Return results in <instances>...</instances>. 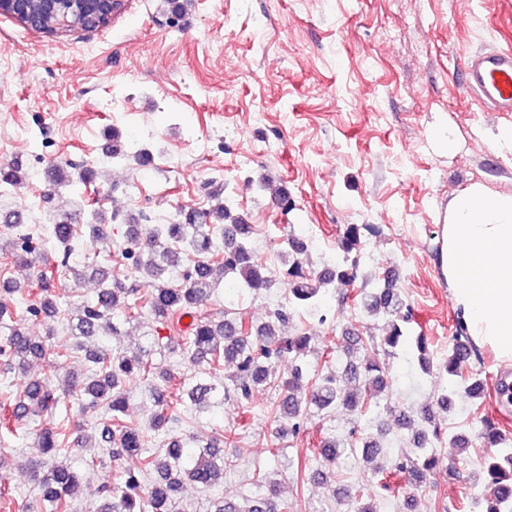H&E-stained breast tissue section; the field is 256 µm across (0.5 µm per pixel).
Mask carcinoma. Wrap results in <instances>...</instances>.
<instances>
[{
	"label": "carcinoma",
	"instance_id": "obj_1",
	"mask_svg": "<svg viewBox=\"0 0 512 512\" xmlns=\"http://www.w3.org/2000/svg\"><path fill=\"white\" fill-rule=\"evenodd\" d=\"M108 154L112 159L132 161L141 167L156 165V155L150 148L135 141L122 142V135L115 128ZM98 175V170L91 166L78 169L71 160L62 158L52 166L47 182L55 189L65 185L81 194ZM28 179L29 173L17 163L0 167V186L16 188ZM228 187L222 180L210 182L208 208H181L164 224H149L144 215L142 223L127 225L126 244L121 250L131 270L127 279L110 278L107 267L92 264L87 256L76 260V241L84 226L83 204L55 214L47 228L48 238H43L37 228L8 243L14 271L8 277L0 276V324L9 330L8 337L0 342V370L6 374L16 370L24 373L31 362L45 357L43 345L25 332L21 321L14 319L4 298L15 294L27 296L26 315L39 321L53 322L69 312L67 333L74 343L58 347L52 365L65 368L75 352H85L88 366L83 373L68 372L72 389L93 406L103 404L109 413L101 440L112 444V457L122 453L142 456L137 470L119 471L112 484L99 488L104 505L98 512H174V494L182 477L206 489L224 481V449L219 443L210 441L191 446L171 437L165 443L164 453L148 454L144 451L143 432L126 420V387L132 382L149 385L157 376L168 381L171 375L156 366L151 344L129 354L121 349L105 350L98 339L105 330L120 335L114 318L129 322L144 307L162 328L170 327L186 314L194 316L181 349L184 358L205 361L216 370L229 365L235 367L228 386L199 380L167 399L155 394L159 407L153 424L156 432L164 427L168 412H176L185 402L197 412H210L224 406L231 397L238 403H246L255 391L271 384L278 388L272 414L283 422L277 430L282 437L299 435L312 407L328 412L341 406L363 415L376 399L389 391L390 359L408 347L414 354L418 374L436 372L449 380L450 387L443 388L434 402L418 410L400 403L386 406L385 413L397 428L411 430L406 448L391 458L392 467L419 486L439 462L435 445L446 442L459 456L466 452L469 438L445 434L440 415L450 413L461 394L472 401L483 395L481 379L463 376V367L480 359L481 352L461 324L448 356L433 360L427 339L414 334L405 293L389 280L367 282L355 295L367 316L384 321V336L371 338L374 357L357 356L365 341L351 329L342 331L346 358L343 373L354 382V389H342L337 374L328 371L318 375L311 392L305 391L309 376L307 357L315 353L316 332L305 329L287 336L282 333V327L300 310L317 318L320 325L326 322L322 308L329 296L354 285L363 239L376 232L374 226L347 225L339 239L336 263L322 273L305 268L308 251L305 239L293 235L270 238L283 266L281 273L288 277V302L277 305L259 325H249L227 311L219 319L199 313L203 301L223 282L243 294L260 293L275 285V273L256 259L252 246L254 225L227 204L224 194ZM47 239L52 244L55 262L50 270L35 276L30 270L36 243ZM88 275L99 279L102 288L79 306L65 307L54 294L55 279L69 277L79 284ZM277 365L286 370V376L280 379L272 372V367ZM60 402L61 396L47 382L32 378L13 404V417L24 425L31 417L57 407ZM385 435L380 428L375 433L363 432L351 442L334 435L322 436L317 453L330 466L322 472V478L333 477L332 467L351 455L374 466L377 472H384V467L376 462L385 454ZM71 437L63 423L36 432L41 460L32 466V473L43 502L37 509L27 507L26 512H40L47 506L51 512H67L82 493L80 474L66 465L53 463L58 453L71 447ZM477 438L483 447L494 448L496 453L485 459L481 474L474 479L481 486L474 506L479 512H512V439L489 418L479 421ZM254 485L253 498L240 502L218 497L210 501V512H288V504L275 497L266 474L255 473ZM342 494L353 502V512H376L374 503L363 491L344 487Z\"/></svg>",
	"mask_w": 512,
	"mask_h": 512
}]
</instances>
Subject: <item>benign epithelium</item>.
I'll return each mask as SVG.
<instances>
[{
	"label": "benign epithelium",
	"instance_id": "benign-epithelium-1",
	"mask_svg": "<svg viewBox=\"0 0 512 512\" xmlns=\"http://www.w3.org/2000/svg\"><path fill=\"white\" fill-rule=\"evenodd\" d=\"M125 0H0V15L44 33L62 26L84 30L106 26Z\"/></svg>",
	"mask_w": 512,
	"mask_h": 512
}]
</instances>
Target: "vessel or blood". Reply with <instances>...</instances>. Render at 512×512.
<instances>
[{"label": "vessel or blood", "instance_id": "vessel-or-blood-1", "mask_svg": "<svg viewBox=\"0 0 512 512\" xmlns=\"http://www.w3.org/2000/svg\"><path fill=\"white\" fill-rule=\"evenodd\" d=\"M463 81L485 108L512 112L511 50H481L469 55Z\"/></svg>", "mask_w": 512, "mask_h": 512}]
</instances>
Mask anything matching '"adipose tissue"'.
<instances>
[{"label": "adipose tissue", "instance_id": "ef3b65f1", "mask_svg": "<svg viewBox=\"0 0 512 512\" xmlns=\"http://www.w3.org/2000/svg\"><path fill=\"white\" fill-rule=\"evenodd\" d=\"M441 271L469 336L512 361V196L481 184L451 203L441 226Z\"/></svg>", "mask_w": 512, "mask_h": 512}]
</instances>
